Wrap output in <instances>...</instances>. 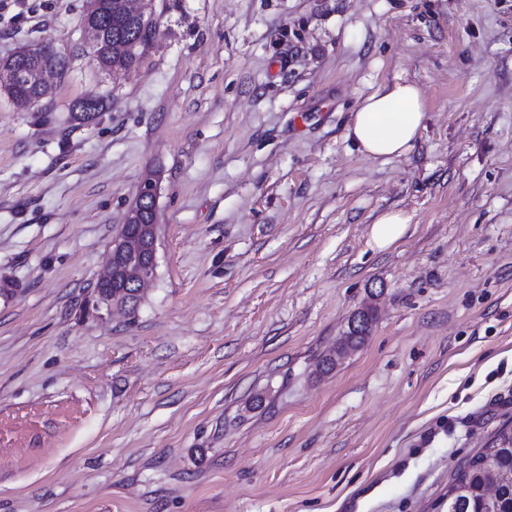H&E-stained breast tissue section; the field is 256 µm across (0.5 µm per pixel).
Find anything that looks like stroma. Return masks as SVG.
Listing matches in <instances>:
<instances>
[{
	"instance_id": "1",
	"label": "stroma",
	"mask_w": 512,
	"mask_h": 512,
	"mask_svg": "<svg viewBox=\"0 0 512 512\" xmlns=\"http://www.w3.org/2000/svg\"><path fill=\"white\" fill-rule=\"evenodd\" d=\"M153 6L108 71L87 0H0V57L67 62L50 102L0 95V512H440L512 424V0ZM397 81L425 127L363 155L352 114ZM149 176L156 277L100 310ZM88 3L90 4V6L88 11L86 12V18L84 22L83 20L85 14L82 18V26L84 28L85 36L87 38L90 53L93 57L97 54L98 48L101 44V40L103 37L102 28L107 26L110 23V21L109 19L100 16L98 0H89ZM408 224L409 217L403 211H387L373 223L371 240L380 250L390 247L404 235ZM362 324L352 327L351 322L348 324V330L345 336L340 338V347L342 349H356L364 344L370 333L371 322L373 319L372 311L367 309L357 314Z\"/></svg>"
}]
</instances>
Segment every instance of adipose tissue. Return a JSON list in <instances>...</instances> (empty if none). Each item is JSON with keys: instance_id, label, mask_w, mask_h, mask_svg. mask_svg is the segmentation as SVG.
<instances>
[{"instance_id": "adipose-tissue-1", "label": "adipose tissue", "mask_w": 512, "mask_h": 512, "mask_svg": "<svg viewBox=\"0 0 512 512\" xmlns=\"http://www.w3.org/2000/svg\"><path fill=\"white\" fill-rule=\"evenodd\" d=\"M420 89L396 83L364 98L347 127V136L370 157H401L413 148L425 127Z\"/></svg>"}]
</instances>
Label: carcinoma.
<instances>
[{
  "mask_svg": "<svg viewBox=\"0 0 512 512\" xmlns=\"http://www.w3.org/2000/svg\"><path fill=\"white\" fill-rule=\"evenodd\" d=\"M101 9L112 16V31L104 36L95 61L104 70L128 69L150 48L156 24L127 12L124 0H100ZM361 323L348 327L340 347L356 349L370 333L372 311L358 313ZM492 473L501 475L492 495L486 486ZM447 512H512V426L499 428L483 450L461 465L448 485Z\"/></svg>",
  "mask_w": 512,
  "mask_h": 512,
  "instance_id": "1",
  "label": "carcinoma"
}]
</instances>
